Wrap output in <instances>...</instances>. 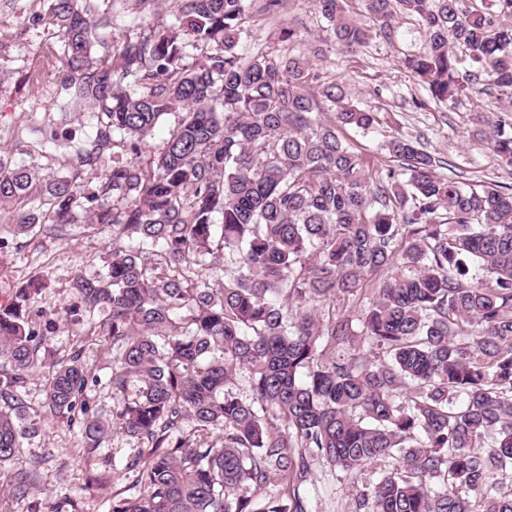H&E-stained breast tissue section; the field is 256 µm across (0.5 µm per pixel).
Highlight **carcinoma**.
I'll return each mask as SVG.
<instances>
[{"label":"carcinoma","instance_id":"carcinoma-1","mask_svg":"<svg viewBox=\"0 0 512 512\" xmlns=\"http://www.w3.org/2000/svg\"><path fill=\"white\" fill-rule=\"evenodd\" d=\"M129 2L133 33L117 48L110 0L32 13L58 30L43 66L106 70L68 106L100 103L97 149L112 143V165L43 176L0 157V205H32L16 233L112 225L105 271L75 276L67 313L99 314L117 409L92 411L98 379L80 351L52 357V313L28 281L0 305V469L64 419L89 457L114 427L137 444L125 464L137 493H113L110 512H314L320 459L354 480L388 464L355 489L352 512H512V186L439 176L441 160L403 137L371 184L340 130L369 129L373 113L334 83L312 92L319 75L301 53L242 54L252 0H173L156 27L144 13L158 0ZM364 2L387 40L397 15L418 22L425 46L402 65L432 98L465 90L466 66L512 90V0L494 12L485 0ZM316 6L330 48L368 40L348 0ZM473 124L512 167V108ZM221 253L215 285L208 257ZM38 369L40 410L24 398ZM242 372L248 398L232 388ZM38 466L12 473L18 496Z\"/></svg>","mask_w":512,"mask_h":512}]
</instances>
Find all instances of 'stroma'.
<instances>
[{
    "label": "stroma",
    "instance_id": "stroma-1",
    "mask_svg": "<svg viewBox=\"0 0 512 512\" xmlns=\"http://www.w3.org/2000/svg\"><path fill=\"white\" fill-rule=\"evenodd\" d=\"M27 9L28 0H0V42L7 46L6 56L0 60V150L9 151L13 160L24 161L42 174H69L73 171L72 146L87 145L95 137L86 114L70 113L66 124L42 126L39 132L20 140L12 134L14 127L25 123L29 112L44 109L30 92L31 81H39L56 94L75 77L64 62L42 68V50L52 41L53 31L32 23ZM292 20L299 22L301 30L297 51L329 42L314 0H286L280 17L255 12L246 47L276 45L281 29ZM394 25L397 35L393 41L377 37L357 53L334 50L314 63L315 69L340 86L354 104L376 114L371 129L347 128L342 132L352 150L368 159L369 177H377L387 163L388 142L404 136L451 162L457 174L474 188L512 185V169L501 166L488 140L472 123L474 112H498L512 101V95L485 91L477 85L466 88L454 102H435L425 84L401 66L404 54L422 50L421 29L414 20L401 16ZM54 137L61 139V147L39 148V141ZM12 213L11 207L0 209V235L16 243L14 249L0 255V305L10 303L15 289L31 276H43L46 290L38 303L58 312L51 352L65 358L80 350L84 364L98 379L87 392L89 404L96 413L111 417L114 404L108 381L112 363L104 353L105 342L88 322L68 321L61 309L74 301L71 286L76 275L89 277L103 270L112 248V227L74 224L59 236L17 235L11 227ZM81 446L78 426L63 420L49 422L22 451L24 460L41 462L25 497L13 496L9 486L12 471L0 469V512H107L113 492L127 490L133 483V473L124 468L132 444L121 431H112L104 445L105 451L114 454L107 466L86 460ZM96 472L103 474L105 481L93 488L89 477ZM312 482L317 490L315 512H350L352 480L344 472L318 460L313 465Z\"/></svg>",
    "mask_w": 512,
    "mask_h": 512
}]
</instances>
